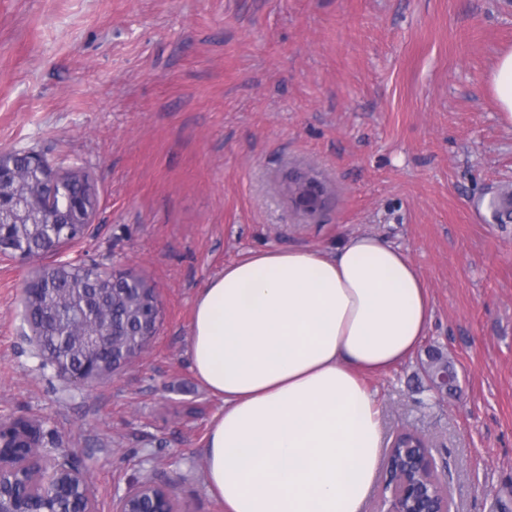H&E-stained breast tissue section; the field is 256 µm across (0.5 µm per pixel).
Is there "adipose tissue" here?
Masks as SVG:
<instances>
[{"instance_id":"1","label":"adipose tissue","mask_w":512,"mask_h":512,"mask_svg":"<svg viewBox=\"0 0 512 512\" xmlns=\"http://www.w3.org/2000/svg\"><path fill=\"white\" fill-rule=\"evenodd\" d=\"M489 82L512 126V49ZM431 316L406 253L371 235L331 255L255 251L211 278L194 300L189 359L223 405L204 481L224 512H361L382 441L361 377L409 358Z\"/></svg>"}]
</instances>
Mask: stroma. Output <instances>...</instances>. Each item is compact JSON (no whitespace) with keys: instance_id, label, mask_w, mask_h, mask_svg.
Here are the masks:
<instances>
[{"instance_id":"35a3bbf8","label":"stroma","mask_w":512,"mask_h":512,"mask_svg":"<svg viewBox=\"0 0 512 512\" xmlns=\"http://www.w3.org/2000/svg\"><path fill=\"white\" fill-rule=\"evenodd\" d=\"M512 48V0H0V151L80 168L99 204L88 236L35 260L0 255V423L42 425L88 470L96 512L147 476L183 512H224L204 484L221 410L188 356L193 301L254 249L399 246L424 280L421 351L366 377L383 445L431 446L455 512L512 496V127L489 75ZM291 172L324 182L296 210ZM57 263L131 270L159 295L140 358L97 384L43 365L23 289ZM456 375L438 393L422 364Z\"/></svg>"}]
</instances>
